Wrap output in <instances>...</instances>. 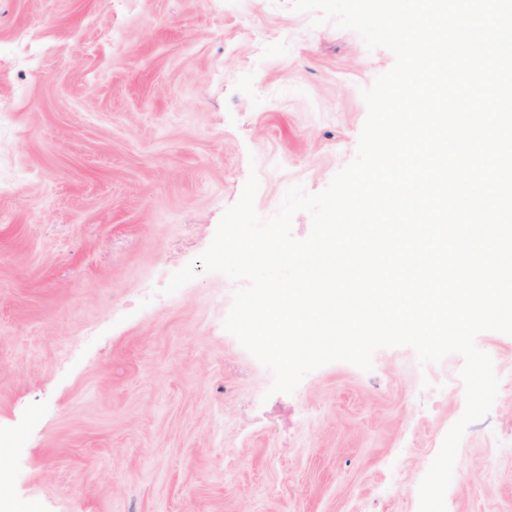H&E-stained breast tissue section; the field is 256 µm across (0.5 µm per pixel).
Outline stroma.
<instances>
[{
	"mask_svg": "<svg viewBox=\"0 0 512 512\" xmlns=\"http://www.w3.org/2000/svg\"><path fill=\"white\" fill-rule=\"evenodd\" d=\"M292 0H0V455L23 512H418L465 408L453 354L334 362L293 394L170 275L250 169L260 215L355 155L386 49ZM447 512H512V336Z\"/></svg>",
	"mask_w": 512,
	"mask_h": 512,
	"instance_id": "stroma-1",
	"label": "stroma"
}]
</instances>
